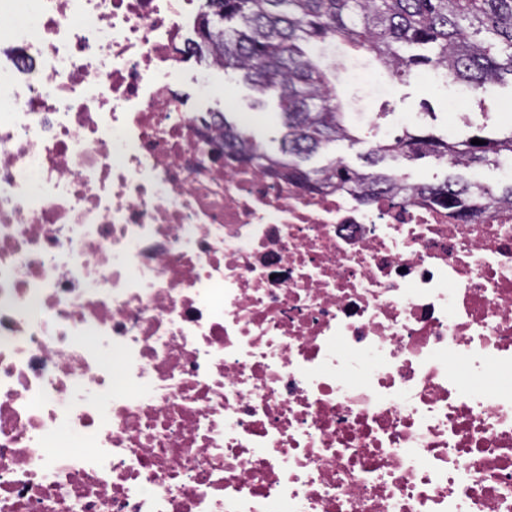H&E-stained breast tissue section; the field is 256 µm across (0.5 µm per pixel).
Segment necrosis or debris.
<instances>
[{"mask_svg":"<svg viewBox=\"0 0 512 512\" xmlns=\"http://www.w3.org/2000/svg\"><path fill=\"white\" fill-rule=\"evenodd\" d=\"M194 2L0 0V512H512V206L242 165Z\"/></svg>","mask_w":512,"mask_h":512,"instance_id":"1","label":"necrosis or debris"}]
</instances>
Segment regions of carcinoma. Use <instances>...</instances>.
I'll list each match as a JSON object with an SVG mask.
<instances>
[{
  "label": "carcinoma",
  "instance_id": "cac0c4a2",
  "mask_svg": "<svg viewBox=\"0 0 512 512\" xmlns=\"http://www.w3.org/2000/svg\"><path fill=\"white\" fill-rule=\"evenodd\" d=\"M197 28L208 42L193 55L222 63L248 82L259 98L277 99L285 133L282 156L265 152L246 128L222 112L211 124L224 129V146L256 169H283L308 185L335 181L341 190L429 194L465 220L488 202L512 203V184L485 195L481 186L447 178L439 184L399 183L380 170L387 159L434 157L452 167L499 166L512 161V133L478 136L483 145L432 133L403 130L366 154L369 170L333 160L314 169L303 162L336 141H357L349 92L338 76L336 44L365 53L380 74L400 79L440 69L449 83L465 86L484 105L487 85L512 81V0H202Z\"/></svg>",
  "mask_w": 512,
  "mask_h": 512
}]
</instances>
